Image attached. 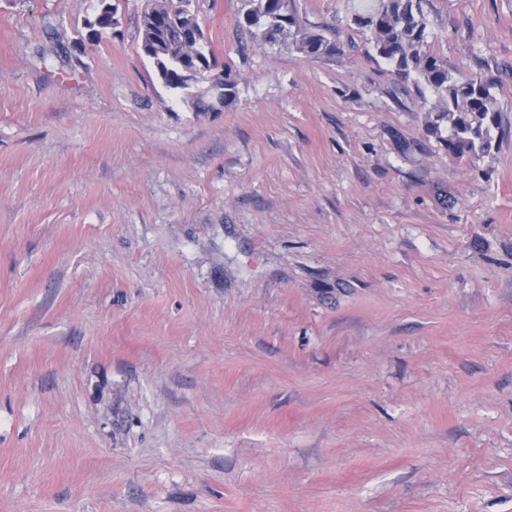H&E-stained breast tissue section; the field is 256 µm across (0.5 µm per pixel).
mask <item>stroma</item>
Here are the masks:
<instances>
[{
  "label": "stroma",
  "instance_id": "1",
  "mask_svg": "<svg viewBox=\"0 0 512 512\" xmlns=\"http://www.w3.org/2000/svg\"><path fill=\"white\" fill-rule=\"evenodd\" d=\"M110 2L0 0V512H512V0H422L473 162L351 0H193L215 112ZM243 27L251 33L258 34L268 43H276L287 34L292 36L291 45L307 56L318 57L336 51L335 44L323 35L305 32L297 26L296 18L288 13L286 0H243ZM257 32H253L252 29ZM212 69L213 68L211 65L210 71L207 73L206 76H202V69L190 70L186 74V82L188 85L192 86L202 79L211 78V76L218 77L217 79L211 81V83L218 79H220L222 83L220 85L214 86L212 88V93L213 96L215 97L216 105L219 107H224V101L231 100L235 95V82L230 80L229 72L224 73V70H220L219 72L212 73Z\"/></svg>",
  "mask_w": 512,
  "mask_h": 512
}]
</instances>
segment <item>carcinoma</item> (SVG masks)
Listing matches in <instances>:
<instances>
[{
	"label": "carcinoma",
	"mask_w": 512,
	"mask_h": 512,
	"mask_svg": "<svg viewBox=\"0 0 512 512\" xmlns=\"http://www.w3.org/2000/svg\"><path fill=\"white\" fill-rule=\"evenodd\" d=\"M421 0H364L354 11L352 21L371 33L372 50L389 63L404 80L422 84L436 97L428 109L426 132L448 146V151L471 159L491 153L495 141L493 132L499 128V108L491 92V84L482 80L460 81L448 72L442 60L426 51L427 22ZM191 0H154L151 11L142 14L140 22L141 48L164 46V53L149 55L162 83L181 92L195 108L207 96L200 88L193 93L181 82L180 73L186 65H207L213 56L207 39L186 40L192 29H201L189 9ZM243 27L268 43H276L286 35L291 45L312 57L328 55L336 46L323 35L305 32L297 27L296 18L288 13L286 0H243ZM117 23L112 6L99 8L92 27L106 33ZM447 136H442V133Z\"/></svg>",
	"instance_id": "obj_1"
}]
</instances>
